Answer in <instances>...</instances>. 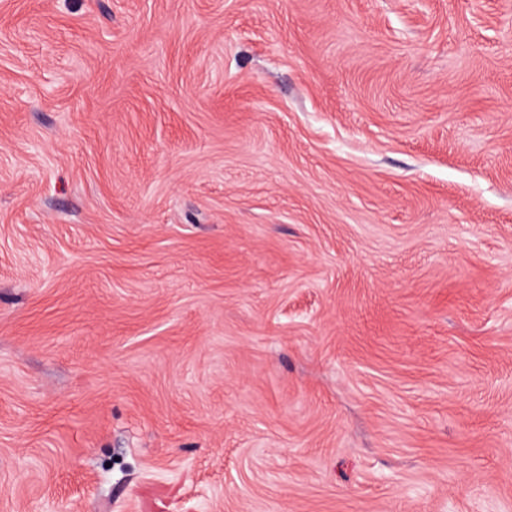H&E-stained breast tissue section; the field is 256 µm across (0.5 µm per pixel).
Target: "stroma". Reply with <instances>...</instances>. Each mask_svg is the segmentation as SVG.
<instances>
[{
  "mask_svg": "<svg viewBox=\"0 0 512 512\" xmlns=\"http://www.w3.org/2000/svg\"><path fill=\"white\" fill-rule=\"evenodd\" d=\"M0 512H512V0H0Z\"/></svg>",
  "mask_w": 512,
  "mask_h": 512,
  "instance_id": "stroma-1",
  "label": "stroma"
}]
</instances>
